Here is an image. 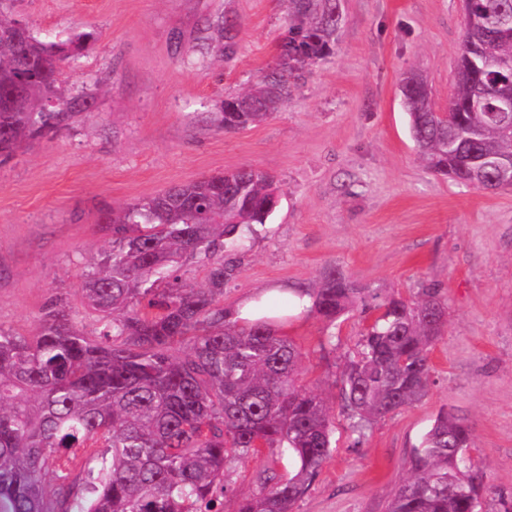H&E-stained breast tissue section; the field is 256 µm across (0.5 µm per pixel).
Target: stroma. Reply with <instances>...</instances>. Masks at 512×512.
<instances>
[{"label": "stroma", "instance_id": "stroma-1", "mask_svg": "<svg viewBox=\"0 0 512 512\" xmlns=\"http://www.w3.org/2000/svg\"><path fill=\"white\" fill-rule=\"evenodd\" d=\"M36 32L98 34L64 80L96 94L90 116L0 159V328L32 335L51 308L79 327L94 314L84 274L112 243L104 211L193 179L249 166L273 175L280 202L232 254L223 303L285 282L316 287L339 271L406 299L446 289L448 321L429 353L428 395L353 433L341 371L363 320L288 321L304 384L324 398L334 450L295 512H386L408 460L440 410L472 427L486 512L512 501V190L435 176L419 160L400 85L412 72L444 112L455 87L461 0H340L331 52L272 119L213 126L226 95L277 55L285 0H6ZM224 22L223 52H200ZM276 451L229 458L219 512L259 494Z\"/></svg>", "mask_w": 512, "mask_h": 512}]
</instances>
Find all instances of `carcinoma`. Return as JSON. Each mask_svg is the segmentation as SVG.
I'll use <instances>...</instances> for the list:
<instances>
[{
  "instance_id": "obj_1",
  "label": "carcinoma",
  "mask_w": 512,
  "mask_h": 512,
  "mask_svg": "<svg viewBox=\"0 0 512 512\" xmlns=\"http://www.w3.org/2000/svg\"><path fill=\"white\" fill-rule=\"evenodd\" d=\"M341 21L336 0H288L274 64L228 97L214 122L226 131L265 122L288 103L311 61L330 53ZM0 18V156L59 134L94 97L70 94L65 65L95 40L78 30L43 38L8 32ZM512 0H469L449 118L426 86L406 84L405 107L420 158L434 173L489 192L512 188V127L488 118L512 69ZM274 177L253 168L217 173L105 212L112 248L82 282L96 314L90 329L51 309L32 337L0 330V512H68L76 487L89 512H202L227 492L232 454H288L236 512H294L332 451L324 399L300 384L303 354L273 320L241 325L220 304L232 268L218 253L245 247L272 214ZM209 258L205 286L185 282V258ZM333 323L354 311L378 315L346 364L341 393L354 431L428 391V351L448 299L424 284L405 300L367 303L365 289L332 270L305 291ZM189 342L184 354L174 347ZM465 419L441 410L409 459V477L388 512H477L485 492ZM98 448L99 467L70 478L66 451ZM57 481L46 496L48 475Z\"/></svg>"
}]
</instances>
